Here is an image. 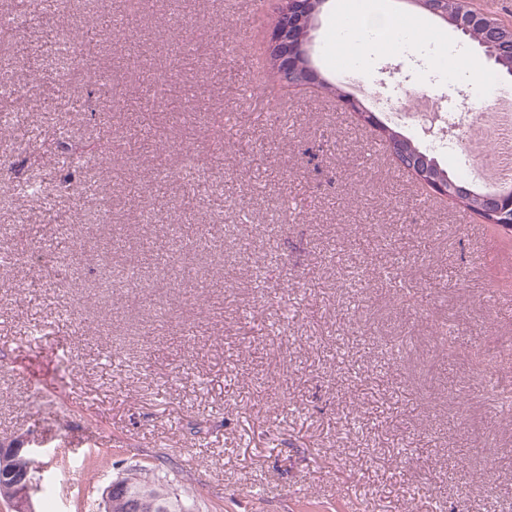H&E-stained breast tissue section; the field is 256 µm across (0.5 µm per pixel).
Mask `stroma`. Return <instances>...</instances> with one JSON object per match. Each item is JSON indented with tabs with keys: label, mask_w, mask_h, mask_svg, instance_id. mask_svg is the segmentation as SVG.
Instances as JSON below:
<instances>
[{
	"label": "stroma",
	"mask_w": 512,
	"mask_h": 512,
	"mask_svg": "<svg viewBox=\"0 0 512 512\" xmlns=\"http://www.w3.org/2000/svg\"><path fill=\"white\" fill-rule=\"evenodd\" d=\"M385 4L444 32L447 66L367 43L356 59L367 81L344 90L378 124L375 97L399 85L427 81L455 113L487 77L512 91L477 43L407 0ZM109 9L137 26L106 34L64 88L48 34ZM275 9L64 0L27 29L30 52L8 76L36 83L39 98L21 130H0V225L13 228L0 253L24 247L33 259L0 270V443L26 440L44 461L35 512H99L104 487L135 466L199 512H512V280L492 261L506 238L428 194L378 124L319 87L271 77L261 41ZM336 25L327 0L310 56L330 80ZM101 70L112 100L84 111ZM62 133L87 151L112 145L65 192ZM184 146L199 186L189 212V181L150 178L180 169ZM21 177L43 182L52 211L19 193ZM213 179L232 194L202 191ZM145 207L157 216L141 226ZM55 213L99 236L76 241L63 280L43 251ZM176 222L189 227L181 256L194 291L157 266ZM135 261L145 307L121 282Z\"/></svg>",
	"instance_id": "35a3bbf8"
}]
</instances>
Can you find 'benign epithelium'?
Masks as SVG:
<instances>
[{
  "label": "benign epithelium",
  "instance_id": "obj_1",
  "mask_svg": "<svg viewBox=\"0 0 512 512\" xmlns=\"http://www.w3.org/2000/svg\"><path fill=\"white\" fill-rule=\"evenodd\" d=\"M276 19L265 39L266 50L277 78L290 86L322 85L318 71L308 68L311 31L325 0H278ZM427 15L439 18L464 35L479 33L483 40L499 47L501 56L512 55V24L470 6L448 11L447 0H410ZM490 207L502 216L501 223L512 222V193L500 188L487 192ZM31 452L24 442L0 444V486L10 494L14 512H34L31 504L33 470Z\"/></svg>",
  "mask_w": 512,
  "mask_h": 512
}]
</instances>
